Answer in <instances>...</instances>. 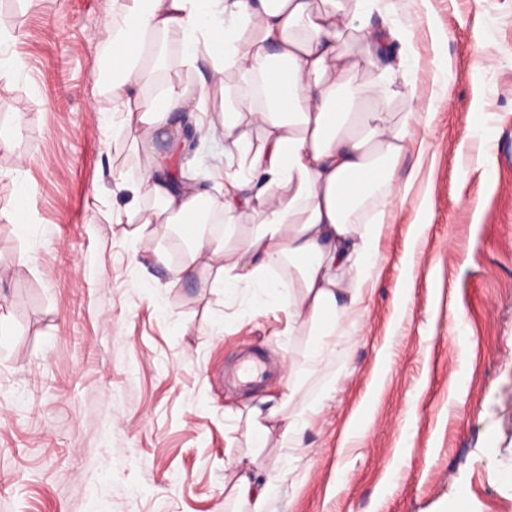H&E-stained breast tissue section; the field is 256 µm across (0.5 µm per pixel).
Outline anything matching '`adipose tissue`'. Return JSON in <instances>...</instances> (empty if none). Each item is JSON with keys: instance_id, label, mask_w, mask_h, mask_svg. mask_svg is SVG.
Segmentation results:
<instances>
[{"instance_id": "obj_1", "label": "adipose tissue", "mask_w": 512, "mask_h": 512, "mask_svg": "<svg viewBox=\"0 0 512 512\" xmlns=\"http://www.w3.org/2000/svg\"><path fill=\"white\" fill-rule=\"evenodd\" d=\"M379 0H124L112 32V109L119 129L146 159L138 178L116 182L129 197L116 224L130 235L178 225L187 250L175 276L206 272L213 288H254L288 296L290 320L315 337L306 354L317 367L346 341L365 307V285L380 265L385 218L412 184L395 171L415 147L412 113L397 116L386 63L401 41L389 22L370 26ZM356 41L360 54L347 53ZM183 63L205 58L201 86L165 83L143 91L167 67L169 48ZM371 70L368 82L357 72ZM235 84H228V75ZM202 113L228 168L216 192L171 168L183 148L179 115ZM168 130V148L153 135ZM153 199L152 210L139 201ZM377 211H369L372 202ZM226 230L249 225L235 247L205 234L210 216ZM236 458L230 493L266 512L267 485Z\"/></svg>"}]
</instances>
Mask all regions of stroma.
Segmentation results:
<instances>
[{
    "instance_id": "obj_1",
    "label": "stroma",
    "mask_w": 512,
    "mask_h": 512,
    "mask_svg": "<svg viewBox=\"0 0 512 512\" xmlns=\"http://www.w3.org/2000/svg\"><path fill=\"white\" fill-rule=\"evenodd\" d=\"M113 0H0V512H248L229 498L247 453L238 414L285 390L312 407L254 466L267 512H512V0H409L390 109L417 112L426 157L379 244L351 339L320 367L288 298L231 297L153 264L176 228L110 223L141 160L114 136ZM449 69L451 82L439 80ZM180 157L206 179L224 147L186 117ZM484 130L474 137V126ZM425 222L421 235L413 226ZM256 356L254 385L238 366Z\"/></svg>"
}]
</instances>
